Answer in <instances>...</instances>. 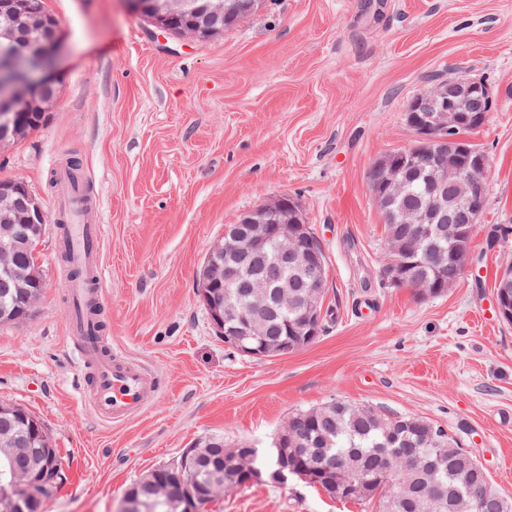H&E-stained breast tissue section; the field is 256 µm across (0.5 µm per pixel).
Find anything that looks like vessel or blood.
<instances>
[{
    "instance_id": "b4317fda",
    "label": "vessel or blood",
    "mask_w": 512,
    "mask_h": 512,
    "mask_svg": "<svg viewBox=\"0 0 512 512\" xmlns=\"http://www.w3.org/2000/svg\"><path fill=\"white\" fill-rule=\"evenodd\" d=\"M73 260L87 277L63 282L76 308L71 322L76 363L82 367L83 390L98 419L120 423L139 415L157 394L160 381L154 372L125 354L115 351L112 340L100 329L92 307L100 305V242L102 227L73 221L69 226Z\"/></svg>"
}]
</instances>
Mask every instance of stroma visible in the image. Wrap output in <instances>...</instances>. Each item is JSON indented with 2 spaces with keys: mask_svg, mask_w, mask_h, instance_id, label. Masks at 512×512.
<instances>
[{
  "mask_svg": "<svg viewBox=\"0 0 512 512\" xmlns=\"http://www.w3.org/2000/svg\"><path fill=\"white\" fill-rule=\"evenodd\" d=\"M62 77L44 124L0 152L48 216L33 315L0 323V399L45 426L64 479L44 512H117L128 485L209 436L270 447L294 413L333 400L440 425L512 499V323L478 317L512 261V0H259L190 42L126 0H43ZM485 82L489 159L472 264L427 296L382 274L383 218L368 173L416 142L407 108L438 78ZM103 227L102 323L163 388L119 424L93 413L66 335L69 267L57 173L70 158ZM296 201L326 257L323 330L290 354L240 355L197 293L225 225ZM204 512H375L291 481L236 488Z\"/></svg>",
  "mask_w": 512,
  "mask_h": 512,
  "instance_id": "stroma-1",
  "label": "stroma"
}]
</instances>
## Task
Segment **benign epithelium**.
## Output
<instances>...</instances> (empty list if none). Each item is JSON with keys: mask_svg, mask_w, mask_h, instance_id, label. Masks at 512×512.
Masks as SVG:
<instances>
[{"mask_svg": "<svg viewBox=\"0 0 512 512\" xmlns=\"http://www.w3.org/2000/svg\"><path fill=\"white\" fill-rule=\"evenodd\" d=\"M4 20L0 22V72L9 66L14 77L7 86L0 82V149L10 142L25 137L34 130L27 117L33 113L45 115L55 100L58 78L53 60L61 44L56 19L45 11L37 0H5ZM131 10L149 25L164 32H172L194 41H207L224 32V27L243 16V6L254 7L255 0H129ZM224 20L216 27L212 21ZM492 98L488 86L479 80L455 77L439 79L430 89L415 98L409 110L424 111L425 122H409L417 133L419 143L397 152L409 163L425 173L430 192L424 207L403 213L404 224H446L448 239L464 240L474 234L481 205L488 191L486 173L487 156L461 136L460 130L483 127L489 119ZM389 154L374 164V170L384 172L383 179L371 183V192L380 210L392 206L406 187L405 177L389 166ZM25 190L20 180L0 181V277L20 278L14 261L16 247L34 246L47 223L41 203L30 199L31 209L23 223L30 225L24 232L12 227L11 216L14 194ZM297 212L294 205L284 206V198L250 211L238 223L224 228V233L205 257L198 288L210 307L213 325L224 335L233 337L238 349L248 355L262 357L266 348H249L242 343L247 335L250 319L233 309L221 310L212 291L220 280L236 276L237 268L220 264L218 258L229 254L250 256L255 246L270 238L281 242L283 254L293 268L304 277L308 291L303 298L306 321L302 324L305 335L313 334V326L321 315L320 296L324 288V267L319 251L314 247L318 238L307 234L306 225L298 218H288V212ZM388 262L386 269L393 284L406 287L411 281L405 275L406 258L417 253V243L402 237L387 238ZM495 294L498 314L512 321V264L504 265ZM259 482L261 474L241 461L230 469L221 484L202 487L192 478L185 466L169 471L166 481L157 485L158 493L151 504L139 500L135 487L123 495L119 512H157L167 507L171 494L179 492L183 512H202L208 501L220 494L223 485H236L243 476ZM333 484L344 483L361 489L366 479L354 472L338 477L328 472ZM48 479L43 475L17 478L4 476L0 481V512H23V505L41 501Z\"/></svg>", "mask_w": 512, "mask_h": 512, "instance_id": "1", "label": "benign epithelium"}]
</instances>
